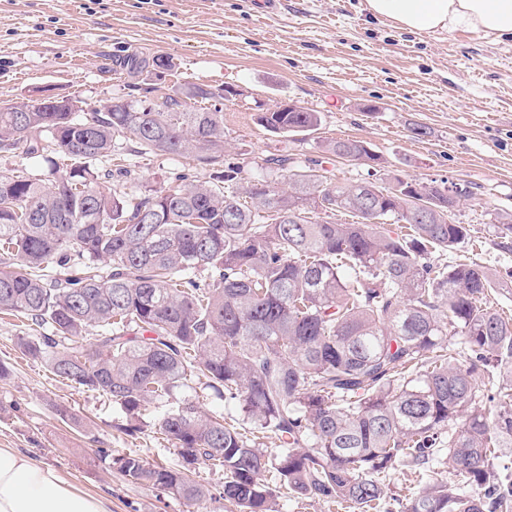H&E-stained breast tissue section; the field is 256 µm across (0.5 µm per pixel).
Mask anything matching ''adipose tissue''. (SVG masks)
Returning a JSON list of instances; mask_svg holds the SVG:
<instances>
[{
	"label": "adipose tissue",
	"instance_id": "obj_1",
	"mask_svg": "<svg viewBox=\"0 0 512 512\" xmlns=\"http://www.w3.org/2000/svg\"><path fill=\"white\" fill-rule=\"evenodd\" d=\"M369 14L409 32L466 29L512 40V0H365ZM0 512H109L56 469L0 447Z\"/></svg>",
	"mask_w": 512,
	"mask_h": 512
}]
</instances>
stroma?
Instances as JSON below:
<instances>
[{"label":"stroma","instance_id":"stroma-1","mask_svg":"<svg viewBox=\"0 0 512 512\" xmlns=\"http://www.w3.org/2000/svg\"><path fill=\"white\" fill-rule=\"evenodd\" d=\"M165 55L180 82L229 87L224 155L244 165L277 151L322 168L342 182L367 179L365 165L325 153L323 141H364L379 156L378 177L452 179L470 186L452 214L469 238L455 253L484 266L502 284L495 307L512 312V238L497 215L512 214V42L482 33L417 34L373 18L364 0H0V104L42 94L80 100L84 110L125 100L140 77L120 68L129 54ZM293 103L319 112L313 134H275L261 112ZM426 127L425 138L410 128ZM131 170L143 189H167L172 172L192 166L179 156L131 151L99 161L109 189L111 166ZM23 316L0 317V447L15 448L60 471L79 489L104 497L111 512H235L208 502L191 507L163 490L135 485L99 455L109 448L177 469L182 460L159 438L169 405L142 412L128 435L120 406L74 388L24 357ZM74 414L61 420L58 409Z\"/></svg>","mask_w":512,"mask_h":512}]
</instances>
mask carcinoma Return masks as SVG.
<instances>
[{
    "instance_id": "cac0c4a2",
    "label": "carcinoma",
    "mask_w": 512,
    "mask_h": 512,
    "mask_svg": "<svg viewBox=\"0 0 512 512\" xmlns=\"http://www.w3.org/2000/svg\"><path fill=\"white\" fill-rule=\"evenodd\" d=\"M156 60L132 57L129 73ZM156 91L136 112L0 105V152L36 156L48 140L74 161L60 176L51 162L49 184L0 174V313L50 329L19 338L21 353L110 397L129 433L145 404L175 402L157 426L182 469L99 449L109 466L189 505L213 499L196 470H222L219 499L236 512H279L283 494L379 512L405 468L417 491L396 499L400 512H512L498 468L512 448V317L490 305L500 282L483 266L432 259L468 236L448 198L420 215L432 193L421 181L392 176L376 196L362 181H309L315 167L288 153L264 159L286 187L246 180L224 158V93L183 83L153 102ZM258 122L311 133L321 115L274 109ZM129 135L137 153L191 157L210 179L187 168L159 194L107 191L94 162ZM323 149L379 161L360 140ZM49 263L66 275L30 273ZM195 380L241 420L204 414L185 395Z\"/></svg>"
}]
</instances>
